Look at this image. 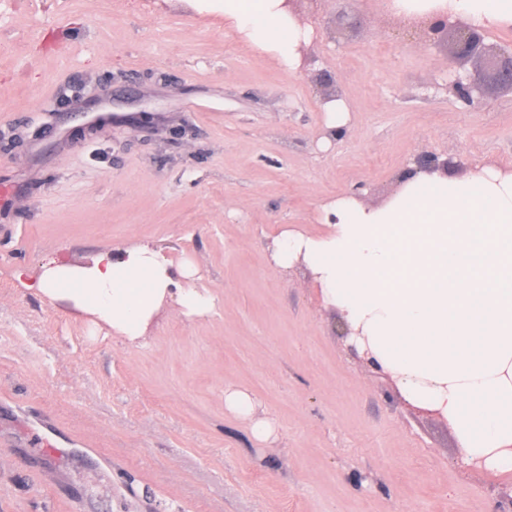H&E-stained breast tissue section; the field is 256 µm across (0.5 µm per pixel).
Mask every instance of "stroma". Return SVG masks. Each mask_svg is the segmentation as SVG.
Instances as JSON below:
<instances>
[{
    "mask_svg": "<svg viewBox=\"0 0 512 512\" xmlns=\"http://www.w3.org/2000/svg\"><path fill=\"white\" fill-rule=\"evenodd\" d=\"M340 9L300 16L291 71L224 0H0V512H512V473L467 464L305 265L270 262L283 231L326 233L323 204H387L423 153L452 178L512 159V90L479 61L420 46L383 0H352L333 39ZM322 70L348 109L335 139ZM457 70L475 108L444 89ZM145 243L192 262L213 314L165 304L130 345L14 279ZM224 405L228 410L242 417H252L255 410L253 399L247 393L239 390H225Z\"/></svg>",
    "mask_w": 512,
    "mask_h": 512,
    "instance_id": "35a3bbf8",
    "label": "stroma"
}]
</instances>
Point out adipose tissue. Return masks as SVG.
Listing matches in <instances>:
<instances>
[{"label":"adipose tissue","instance_id":"1","mask_svg":"<svg viewBox=\"0 0 512 512\" xmlns=\"http://www.w3.org/2000/svg\"><path fill=\"white\" fill-rule=\"evenodd\" d=\"M408 14L444 13L511 26L512 0H391ZM224 18L295 68L306 34L282 0H224ZM327 234L284 231L276 267L303 260L324 303L360 333L406 398L441 413L465 460L512 472V177L490 169L448 178L436 169L406 180L380 208L349 198L324 204ZM193 265L173 267L150 244L101 251L90 264H42L19 284L95 316L139 342L165 303L209 315L211 294L180 287Z\"/></svg>","mask_w":512,"mask_h":512}]
</instances>
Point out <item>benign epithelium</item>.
<instances>
[{
	"label": "benign epithelium",
	"instance_id": "benign-epithelium-1",
	"mask_svg": "<svg viewBox=\"0 0 512 512\" xmlns=\"http://www.w3.org/2000/svg\"><path fill=\"white\" fill-rule=\"evenodd\" d=\"M419 27V40L428 47L453 33L455 54L460 58H477L483 61L492 80L503 88L512 90V55L503 58L484 44L485 28L470 23L451 22L446 15H425L414 18ZM459 105L465 109L478 103L480 86L466 73L455 72L446 84Z\"/></svg>",
	"mask_w": 512,
	"mask_h": 512
}]
</instances>
